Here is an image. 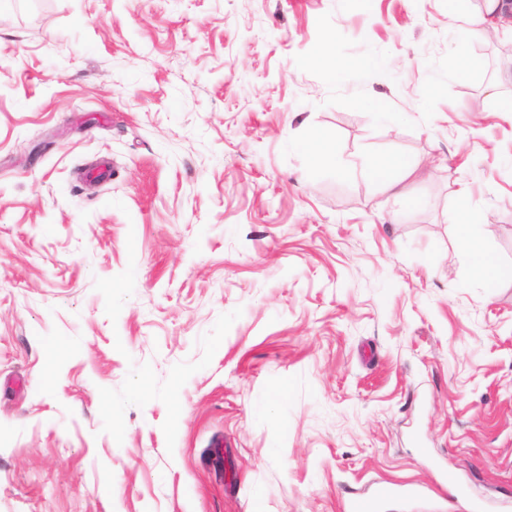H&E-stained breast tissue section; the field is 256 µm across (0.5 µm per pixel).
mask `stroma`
<instances>
[{
	"instance_id": "35a3bbf8",
	"label": "stroma",
	"mask_w": 512,
	"mask_h": 512,
	"mask_svg": "<svg viewBox=\"0 0 512 512\" xmlns=\"http://www.w3.org/2000/svg\"><path fill=\"white\" fill-rule=\"evenodd\" d=\"M483 5L462 75L453 0H0V512H512ZM467 252L472 274L483 281H491L495 272L491 256L473 248H468ZM397 488L389 485L378 486L371 494H361L350 498L347 512H378L382 500L398 494Z\"/></svg>"
}]
</instances>
